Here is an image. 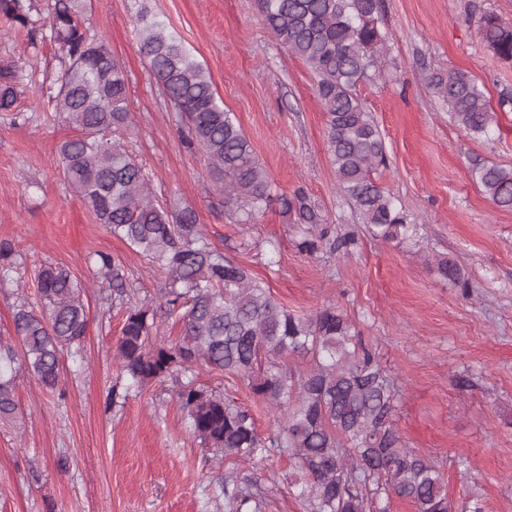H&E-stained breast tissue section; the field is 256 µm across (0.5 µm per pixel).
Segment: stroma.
<instances>
[{"label":"stroma","instance_id":"35a3bbf8","mask_svg":"<svg viewBox=\"0 0 512 512\" xmlns=\"http://www.w3.org/2000/svg\"><path fill=\"white\" fill-rule=\"evenodd\" d=\"M146 6L203 66L234 112L276 194L303 190L347 249L302 251L296 216L271 202L251 224L226 207L200 152L184 142L181 114L140 51L135 14ZM492 12L512 24V0H383L392 36L381 74L358 95L384 139L379 183L418 226L401 243L372 237L340 192L326 150L327 115L315 79L261 23L254 0H85L84 28L122 65L129 91L127 148L154 175L165 206L192 208L209 242L269 288L288 311L340 307L394 384L406 448L440 468L455 505L512 512V211L495 208L470 174L479 157L512 167V62L480 41ZM62 53L0 17V65L20 71L18 103L0 112V241L14 247L19 289L0 290V343L14 341L20 304L38 307L45 263L83 283L87 334L65 352L56 389L19 372L20 415L0 421V512H225L214 472L269 480L263 512H309L283 449L252 462L209 461L175 398L174 379L127 392L115 360L127 308L154 298L157 267L99 224L62 174L59 148L77 136L54 117ZM471 74L493 111L490 137L466 135L430 91L436 69ZM120 258L130 288L115 299L98 254ZM455 260L472 288L436 274ZM197 382L252 411L262 435L276 414L225 374Z\"/></svg>","mask_w":512,"mask_h":512}]
</instances>
